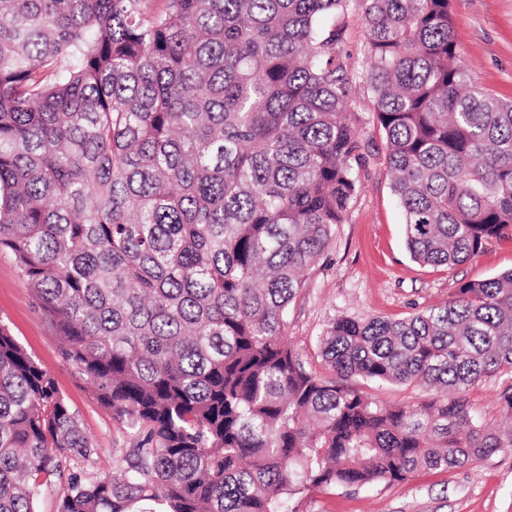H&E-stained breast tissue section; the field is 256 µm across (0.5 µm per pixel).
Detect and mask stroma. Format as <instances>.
Segmentation results:
<instances>
[{
    "label": "stroma",
    "instance_id": "1",
    "mask_svg": "<svg viewBox=\"0 0 512 512\" xmlns=\"http://www.w3.org/2000/svg\"><path fill=\"white\" fill-rule=\"evenodd\" d=\"M460 60L471 79L496 97L512 98V0H451ZM343 22V50L356 77L352 107L363 116L361 137L368 146L361 190L323 257L306 279L288 312V339L310 368L331 372L317 352L318 338L337 318L403 319L444 304L460 281L482 280L512 269V238L490 241L470 262L453 269L415 262L406 244L402 214L386 175L384 137L371 112L365 79L366 27L359 11ZM0 323L53 378L78 410L99 457L96 469L111 473L131 440L125 426L91 394L83 377L63 359L59 344L36 310L13 254L0 249ZM358 387L385 405L417 404L438 398L419 384H380L358 380ZM512 375L482 379L468 392L473 413L494 425L502 418L501 392ZM303 512H512V454L498 453L461 468L419 470L407 479L356 490L337 489L310 498Z\"/></svg>",
    "mask_w": 512,
    "mask_h": 512
}]
</instances>
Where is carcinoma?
<instances>
[{"label":"carcinoma","mask_w":512,"mask_h":512,"mask_svg":"<svg viewBox=\"0 0 512 512\" xmlns=\"http://www.w3.org/2000/svg\"><path fill=\"white\" fill-rule=\"evenodd\" d=\"M411 257L512 237V101L459 64L450 0H0V249L133 437L116 469L0 325V512H300L314 492L512 453L467 392L512 373V270L405 319L340 317L306 366L288 308L361 190L341 14ZM352 376L451 398L386 406Z\"/></svg>","instance_id":"obj_1"}]
</instances>
